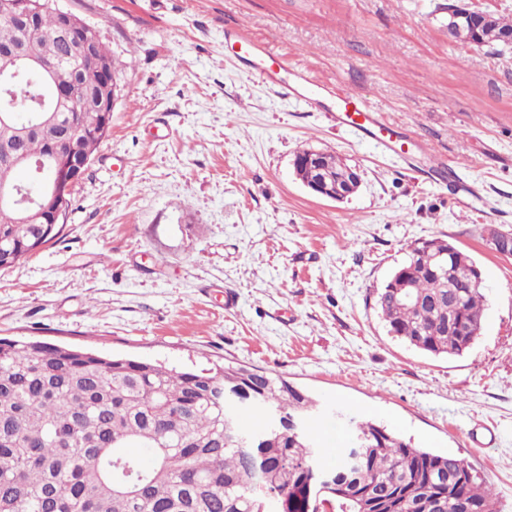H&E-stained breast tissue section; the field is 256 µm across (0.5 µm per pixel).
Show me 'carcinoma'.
I'll list each match as a JSON object with an SVG mask.
<instances>
[{
    "label": "carcinoma",
    "instance_id": "obj_1",
    "mask_svg": "<svg viewBox=\"0 0 512 512\" xmlns=\"http://www.w3.org/2000/svg\"><path fill=\"white\" fill-rule=\"evenodd\" d=\"M31 21L0 19V51L22 50L55 67V78L83 96V110L61 118L76 130L112 122L109 93L73 69L83 42L120 83L128 63L110 54L93 28L56 36L54 0H38ZM512 21L475 12L448 28V39L501 46ZM17 81L25 104L0 91V106L35 127L13 139L0 124V142L33 159L47 154L59 125L40 117L54 112L53 81L24 72ZM102 139L80 135L74 146L93 157ZM21 169L0 160V183L27 189ZM17 211L0 206V269L14 266L65 225L34 218L17 223ZM448 241L410 247L407 260L376 292L388 333L434 357H461L481 335L486 297L471 287L476 263ZM418 298L404 304L402 287ZM469 329L459 336L448 321V302ZM245 396L249 401L225 408ZM320 411L304 388L282 376L244 366L200 370L110 356L38 340L0 338V512H267L266 498H283L286 512H496L491 487L455 454H438L372 421L358 423L359 460L330 473L337 493L320 494L311 481L323 472L321 449L308 430ZM293 419L304 422L294 430ZM255 443L245 450L241 437Z\"/></svg>",
    "mask_w": 512,
    "mask_h": 512
}]
</instances>
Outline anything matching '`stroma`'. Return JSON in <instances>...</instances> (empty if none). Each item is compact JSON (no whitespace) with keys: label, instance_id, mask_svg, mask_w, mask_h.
<instances>
[{"label":"stroma","instance_id":"obj_1","mask_svg":"<svg viewBox=\"0 0 512 512\" xmlns=\"http://www.w3.org/2000/svg\"><path fill=\"white\" fill-rule=\"evenodd\" d=\"M56 4L129 67L63 237L0 270V338L283 375L326 409L325 468L350 420H372L464 457L512 512V255L488 235L512 232V50L449 41L448 0ZM236 28L411 133L414 162L249 74L224 50ZM305 148L355 166L358 191L311 193ZM433 238L482 272V334L460 357L392 338L375 304Z\"/></svg>","mask_w":512,"mask_h":512}]
</instances>
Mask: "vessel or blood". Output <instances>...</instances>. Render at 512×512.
Here are the masks:
<instances>
[{
	"mask_svg": "<svg viewBox=\"0 0 512 512\" xmlns=\"http://www.w3.org/2000/svg\"><path fill=\"white\" fill-rule=\"evenodd\" d=\"M224 45L235 52L251 75L272 84L283 96L296 97L317 109L326 107V100H333V107L326 108L336 125L352 130L360 138L377 141L385 152L411 143L408 133L389 130L383 115L360 97L352 93L334 95L328 85L314 83L303 71L293 69L285 57L271 53L243 30L225 32Z\"/></svg>",
	"mask_w": 512,
	"mask_h": 512,
	"instance_id": "1",
	"label": "vessel or blood"
}]
</instances>
